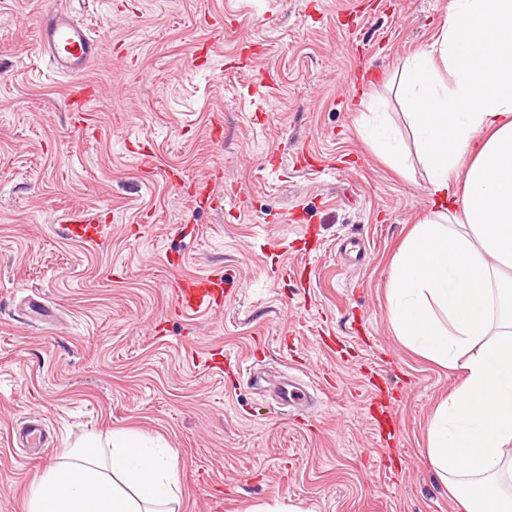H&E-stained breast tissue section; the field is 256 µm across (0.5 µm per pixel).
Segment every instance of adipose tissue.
<instances>
[{"mask_svg": "<svg viewBox=\"0 0 512 512\" xmlns=\"http://www.w3.org/2000/svg\"><path fill=\"white\" fill-rule=\"evenodd\" d=\"M397 83L432 208L392 265L390 321L463 374L428 435L458 512H512V0H451ZM175 460L123 434L62 449L25 512H179Z\"/></svg>", "mask_w": 512, "mask_h": 512, "instance_id": "1", "label": "adipose tissue"}]
</instances>
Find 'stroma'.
<instances>
[{"instance_id": "stroma-1", "label": "stroma", "mask_w": 512, "mask_h": 512, "mask_svg": "<svg viewBox=\"0 0 512 512\" xmlns=\"http://www.w3.org/2000/svg\"><path fill=\"white\" fill-rule=\"evenodd\" d=\"M53 2L0 0V512H24L60 449L117 432L175 451L180 512H455L427 432L463 376L395 336L387 299L431 209L391 81L450 0H74L100 46L83 130L38 49ZM370 112L407 174L360 134ZM214 174L223 200L194 202ZM82 211L101 243L66 233ZM226 269L223 310L180 315L171 280ZM30 294L50 321L29 323ZM215 349L252 373L210 372ZM291 373L323 408L279 405ZM32 420L36 455L15 438Z\"/></svg>"}]
</instances>
